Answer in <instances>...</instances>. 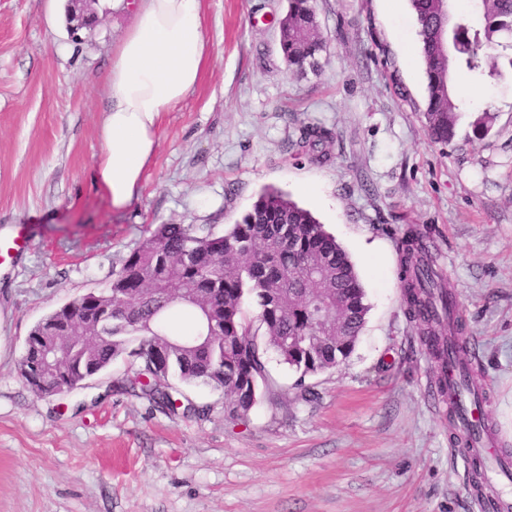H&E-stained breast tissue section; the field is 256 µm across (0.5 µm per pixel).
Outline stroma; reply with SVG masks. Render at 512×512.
Returning a JSON list of instances; mask_svg holds the SVG:
<instances>
[{"label": "stroma", "mask_w": 512, "mask_h": 512, "mask_svg": "<svg viewBox=\"0 0 512 512\" xmlns=\"http://www.w3.org/2000/svg\"><path fill=\"white\" fill-rule=\"evenodd\" d=\"M319 73L290 69L286 0H203L211 46L199 81L163 113L158 146L122 209L92 178L105 80L134 24L126 0H0V226L33 246L0 266V512H480L455 463L435 362L405 313L398 238L427 229L465 322L466 361L512 450V74L460 75L452 143L432 142L409 0H314ZM488 130L476 131L478 111ZM331 133L319 162L301 127ZM276 189L347 251L369 312L351 356L297 386L268 355L269 385L239 417L222 391L181 385L158 408L118 359L85 387L39 394L19 373L34 324L106 288L160 224L214 232Z\"/></svg>", "instance_id": "35a3bbf8"}]
</instances>
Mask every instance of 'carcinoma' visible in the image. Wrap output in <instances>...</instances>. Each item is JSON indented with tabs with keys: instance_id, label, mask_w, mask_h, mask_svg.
Here are the masks:
<instances>
[{
	"instance_id": "cac0c4a2",
	"label": "carcinoma",
	"mask_w": 512,
	"mask_h": 512,
	"mask_svg": "<svg viewBox=\"0 0 512 512\" xmlns=\"http://www.w3.org/2000/svg\"><path fill=\"white\" fill-rule=\"evenodd\" d=\"M474 9L453 12L454 0H411L427 79L424 117L430 138L449 144L465 103L453 91L459 73L474 78L501 74L499 36L512 34V0H473ZM281 48L288 65L317 73L325 45L318 34L313 0H288L281 20ZM331 133L305 126L295 146L315 159ZM400 279L406 314L432 355L444 389L448 355L462 358L467 346L455 295L430 250L428 232L408 224L399 240ZM44 317L68 325L67 336L30 330L25 353L58 350L62 373L78 387L127 355L140 361L135 376L154 404L175 413L171 381L202 384L224 392L231 410L248 412L267 383L266 359L274 352L301 376L336 367L353 352L369 311L349 255L311 213L278 191L263 192L251 209L221 234L191 224H161L123 260L110 285L76 298ZM112 314H96L107 304ZM194 319L186 337L213 339L195 348L175 346L164 364L149 358L153 342L173 335L160 316Z\"/></svg>"
}]
</instances>
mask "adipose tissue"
Returning a JSON list of instances; mask_svg holds the SVG:
<instances>
[{"label":"adipose tissue","instance_id":"ef3b65f1","mask_svg":"<svg viewBox=\"0 0 512 512\" xmlns=\"http://www.w3.org/2000/svg\"><path fill=\"white\" fill-rule=\"evenodd\" d=\"M208 56L202 0H138L136 24L112 55L94 176L114 208L138 191L162 113L193 90Z\"/></svg>","mask_w":512,"mask_h":512}]
</instances>
